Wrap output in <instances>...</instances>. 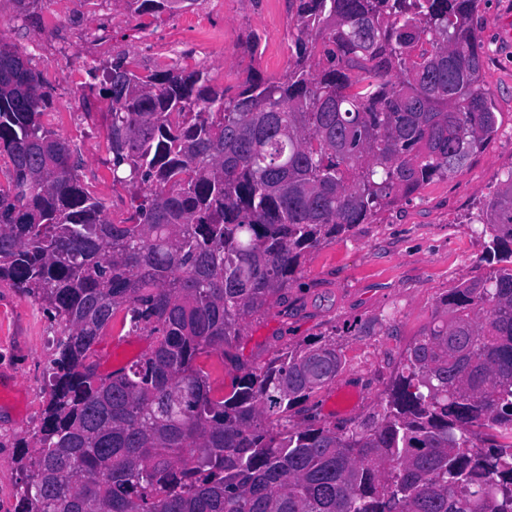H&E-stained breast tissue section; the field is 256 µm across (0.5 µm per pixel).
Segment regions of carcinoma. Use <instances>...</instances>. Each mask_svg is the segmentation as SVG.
<instances>
[{"mask_svg":"<svg viewBox=\"0 0 512 512\" xmlns=\"http://www.w3.org/2000/svg\"><path fill=\"white\" fill-rule=\"evenodd\" d=\"M288 4L293 63L233 92L205 68L142 76L112 60L99 92L112 185L129 197L118 220L0 35V284L56 328L18 512H512V173L482 210L501 266L438 300L376 413L290 424L342 369L329 337L285 347L227 393L206 368L308 251L462 168L497 131L480 0ZM109 330L151 345L102 374Z\"/></svg>","mask_w":512,"mask_h":512,"instance_id":"obj_1","label":"carcinoma"}]
</instances>
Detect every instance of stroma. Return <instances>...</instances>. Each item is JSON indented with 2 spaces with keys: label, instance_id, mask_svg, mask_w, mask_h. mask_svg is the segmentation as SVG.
<instances>
[{
  "label": "stroma",
  "instance_id": "35a3bbf8",
  "mask_svg": "<svg viewBox=\"0 0 512 512\" xmlns=\"http://www.w3.org/2000/svg\"><path fill=\"white\" fill-rule=\"evenodd\" d=\"M477 21L497 134L458 171L307 253L286 293L245 327L238 362L213 360L215 377L231 380L240 369L265 366L286 345L329 336L344 369L295 421L350 422L377 410L402 349L430 321L437 300L496 266L479 214L512 171V0H482ZM251 32L261 37L254 55L243 47ZM0 33L30 59L52 102L47 123L80 156L82 182L116 216L127 196L112 187L108 103L90 94V67L110 66L125 54L148 75L177 61L207 67L216 85L232 87L252 71L282 74L296 31L288 0H195L177 14L140 19L113 0H32L24 14L16 0H0ZM53 336L37 304L0 286V512L16 510L18 444L42 419ZM148 344L145 336L122 343L101 337V371L128 363Z\"/></svg>",
  "mask_w": 512,
  "mask_h": 512
}]
</instances>
